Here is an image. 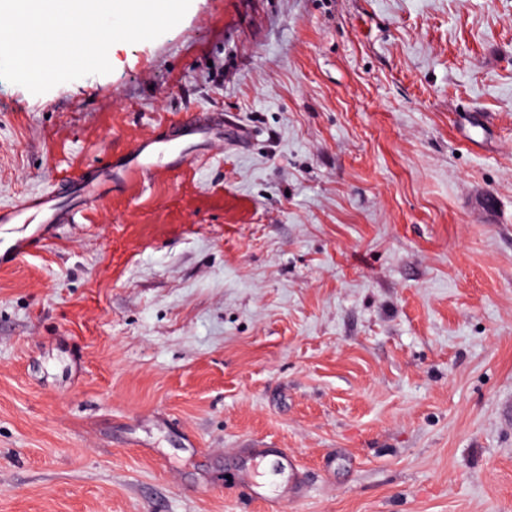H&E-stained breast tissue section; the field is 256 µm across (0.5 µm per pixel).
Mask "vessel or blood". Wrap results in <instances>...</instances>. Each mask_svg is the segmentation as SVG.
Here are the masks:
<instances>
[{"label":"vessel or blood","mask_w":512,"mask_h":512,"mask_svg":"<svg viewBox=\"0 0 512 512\" xmlns=\"http://www.w3.org/2000/svg\"><path fill=\"white\" fill-rule=\"evenodd\" d=\"M198 131L190 122L176 124L171 135L143 138L127 152L113 156L103 169L65 176L60 181L61 193H33L18 205L0 207V230L15 225L31 230L30 235L10 238L0 250V265L22 258L41 243L46 226L65 223L76 209L91 205L117 181L151 176L164 156L174 154L179 139Z\"/></svg>","instance_id":"vessel-or-blood-1"}]
</instances>
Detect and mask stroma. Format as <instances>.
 I'll list each match as a JSON object with an SVG mask.
<instances>
[{
  "label": "stroma",
  "instance_id": "1",
  "mask_svg": "<svg viewBox=\"0 0 512 512\" xmlns=\"http://www.w3.org/2000/svg\"><path fill=\"white\" fill-rule=\"evenodd\" d=\"M108 59L0 80V206L224 118L0 267V512H512V0H191Z\"/></svg>",
  "mask_w": 512,
  "mask_h": 512
}]
</instances>
